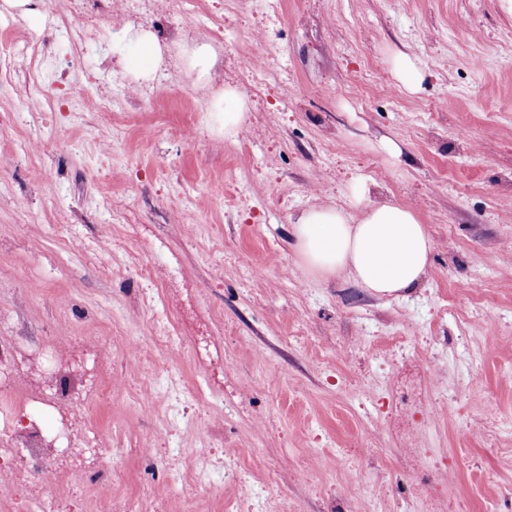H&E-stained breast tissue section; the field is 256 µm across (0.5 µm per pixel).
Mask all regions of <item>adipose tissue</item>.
I'll return each instance as SVG.
<instances>
[{
  "instance_id": "obj_1",
  "label": "adipose tissue",
  "mask_w": 512,
  "mask_h": 512,
  "mask_svg": "<svg viewBox=\"0 0 512 512\" xmlns=\"http://www.w3.org/2000/svg\"><path fill=\"white\" fill-rule=\"evenodd\" d=\"M127 43L135 78L151 77L163 61L157 37L135 30L129 32ZM246 109L244 99L231 87L215 94L210 102L214 126L229 138L241 134ZM351 196L357 215L333 205H318L293 222L294 249L301 269L314 279L349 275L381 297L416 288L427 275L433 250L426 225L400 204L371 201L365 181L352 184Z\"/></svg>"
}]
</instances>
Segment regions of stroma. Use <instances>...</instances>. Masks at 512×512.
<instances>
[{
    "instance_id": "obj_1",
    "label": "stroma",
    "mask_w": 512,
    "mask_h": 512,
    "mask_svg": "<svg viewBox=\"0 0 512 512\" xmlns=\"http://www.w3.org/2000/svg\"><path fill=\"white\" fill-rule=\"evenodd\" d=\"M30 7H0V315L29 350L45 336L140 337L143 358L201 389L175 416L114 352L116 390L85 412L102 470L47 484L60 512H102L150 485L172 512H512L504 0ZM132 25L164 47L152 80L128 70ZM200 37L247 103L237 140L215 130L187 69ZM402 52L425 74L418 92L392 76ZM359 178L429 227L430 271L411 292L315 282L297 264L295 216L350 209ZM169 315L183 340L161 348L153 324ZM216 428L224 465L186 504L180 482L208 465Z\"/></svg>"
}]
</instances>
